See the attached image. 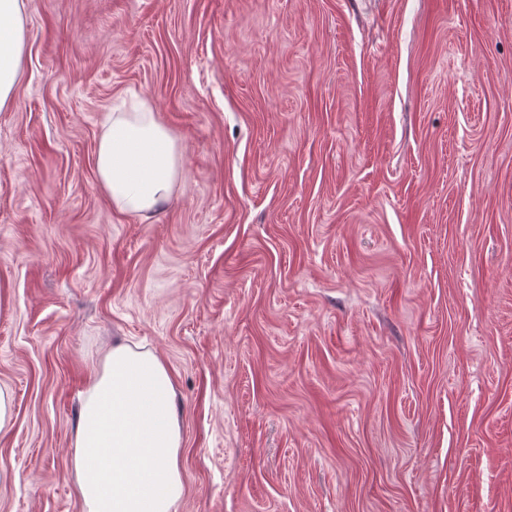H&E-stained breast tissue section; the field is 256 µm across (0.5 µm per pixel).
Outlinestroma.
Masks as SVG:
<instances>
[{"label": "stroma", "instance_id": "1", "mask_svg": "<svg viewBox=\"0 0 512 512\" xmlns=\"http://www.w3.org/2000/svg\"><path fill=\"white\" fill-rule=\"evenodd\" d=\"M0 111V512H83L79 394L176 393L177 512H512V0H26ZM135 91L184 173L93 156ZM108 107L94 154L100 186L119 213L148 218L170 197L183 173L176 138L151 101L130 92Z\"/></svg>", "mask_w": 512, "mask_h": 512}]
</instances>
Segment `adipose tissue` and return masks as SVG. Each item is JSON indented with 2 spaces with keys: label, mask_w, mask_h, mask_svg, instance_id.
Wrapping results in <instances>:
<instances>
[{
  "label": "adipose tissue",
  "mask_w": 512,
  "mask_h": 512,
  "mask_svg": "<svg viewBox=\"0 0 512 512\" xmlns=\"http://www.w3.org/2000/svg\"><path fill=\"white\" fill-rule=\"evenodd\" d=\"M26 35L25 0H0V110L14 101ZM108 112L94 154L98 181L116 211L149 217L183 173L177 140L139 94ZM80 401L73 474L84 512H177L181 437L162 360L112 346Z\"/></svg>",
  "instance_id": "obj_1"
}]
</instances>
